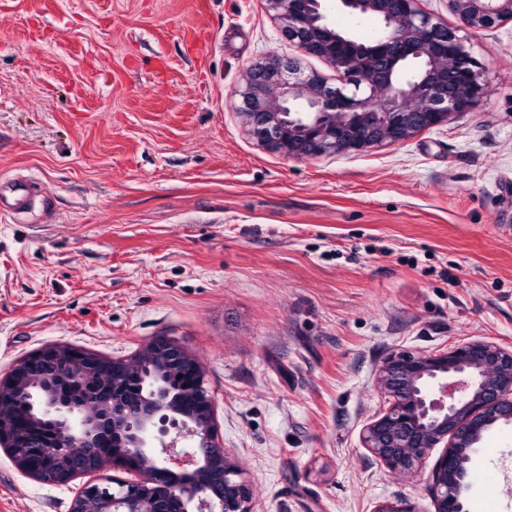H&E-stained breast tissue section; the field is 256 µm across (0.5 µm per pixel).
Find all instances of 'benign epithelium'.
<instances>
[{
	"mask_svg": "<svg viewBox=\"0 0 512 512\" xmlns=\"http://www.w3.org/2000/svg\"><path fill=\"white\" fill-rule=\"evenodd\" d=\"M324 0H266L282 35L336 77L264 58L237 90L248 133L265 149L305 160L408 140L472 111L487 91L456 29L421 0H336L379 22L362 40L332 26ZM472 31L512 22V0H448ZM390 405L364 431L391 471L411 474L445 443L433 472L435 512H464V449L512 423V350L473 340L444 351L395 354L379 372ZM0 446L33 478L65 485L118 466L119 489L87 483L71 512H250L219 439L201 366L157 338L128 358L65 345L39 349L0 378Z\"/></svg>",
	"mask_w": 512,
	"mask_h": 512,
	"instance_id": "obj_1",
	"label": "benign epithelium"
}]
</instances>
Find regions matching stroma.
Returning a JSON list of instances; mask_svg holds the SVG:
<instances>
[{
  "mask_svg": "<svg viewBox=\"0 0 512 512\" xmlns=\"http://www.w3.org/2000/svg\"><path fill=\"white\" fill-rule=\"evenodd\" d=\"M455 27L488 85L448 125L294 160L236 94L276 54L332 75L265 0H0V376L61 344L112 359L157 336L193 353L253 512H434L433 448L390 471L363 431L392 354L512 349V22ZM467 512H512V424L467 465ZM0 448V512H70Z\"/></svg>",
  "mask_w": 512,
  "mask_h": 512,
  "instance_id": "stroma-1",
  "label": "stroma"
}]
</instances>
